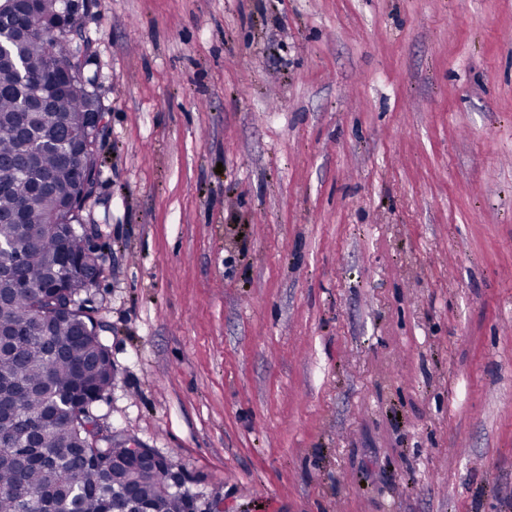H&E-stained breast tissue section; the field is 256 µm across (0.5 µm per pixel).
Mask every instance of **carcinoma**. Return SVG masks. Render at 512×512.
I'll use <instances>...</instances> for the list:
<instances>
[{
  "mask_svg": "<svg viewBox=\"0 0 512 512\" xmlns=\"http://www.w3.org/2000/svg\"><path fill=\"white\" fill-rule=\"evenodd\" d=\"M7 51L16 67L0 66V244L19 250L23 264L11 277L0 276V329L23 335L16 352L0 354V398L11 402L16 428L0 440V512H104L122 507L113 491L130 486L156 512H187L193 506L182 491L181 469L154 470L114 466L129 455L112 447V436L92 447L76 409L94 421L92 406L108 390L111 358L91 328V318H38L36 300L53 309L60 296L47 287L60 279L64 262L93 270L79 215L61 230L45 229L59 211L62 190L75 182L83 153L66 138L81 126L92 105H99L78 72L67 90L50 103L33 107V85L56 84L53 61L75 57L77 47L60 35L44 41L33 33L12 42ZM94 280L77 275L69 282L75 301L92 302ZM38 463L19 471L21 449Z\"/></svg>",
  "mask_w": 512,
  "mask_h": 512,
  "instance_id": "carcinoma-1",
  "label": "carcinoma"
}]
</instances>
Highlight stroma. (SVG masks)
I'll use <instances>...</instances> for the list:
<instances>
[{"instance_id": "1", "label": "stroma", "mask_w": 512, "mask_h": 512, "mask_svg": "<svg viewBox=\"0 0 512 512\" xmlns=\"http://www.w3.org/2000/svg\"><path fill=\"white\" fill-rule=\"evenodd\" d=\"M98 423L224 512H512V0H89Z\"/></svg>"}]
</instances>
